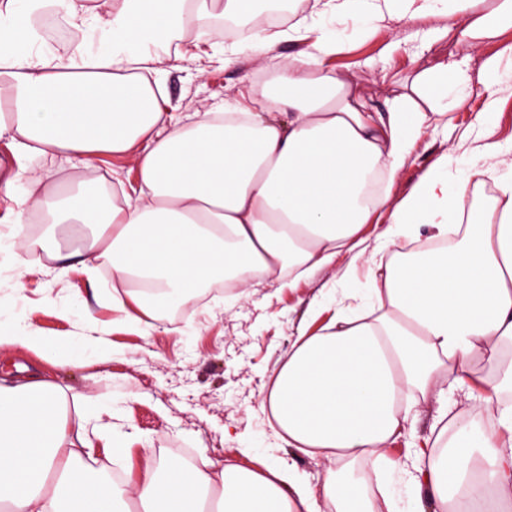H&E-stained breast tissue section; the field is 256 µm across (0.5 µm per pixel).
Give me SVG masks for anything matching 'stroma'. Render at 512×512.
<instances>
[{
    "instance_id": "obj_1",
    "label": "stroma",
    "mask_w": 512,
    "mask_h": 512,
    "mask_svg": "<svg viewBox=\"0 0 512 512\" xmlns=\"http://www.w3.org/2000/svg\"><path fill=\"white\" fill-rule=\"evenodd\" d=\"M289 13L313 15L316 35L342 45L324 65L380 101L407 92L415 68L466 60L471 90L464 107L454 112L451 127H429L415 136L387 187L390 204L444 155L450 158V184L466 180L478 146L494 150L497 177L512 178V81L485 93L481 68L484 58L512 42V28L470 52L453 37L425 41L412 26L322 12L316 0H299ZM311 45L308 39H279L271 53H243L231 67L222 51L192 33L178 45H159L158 78L167 109L184 117L220 112L228 104L248 108L249 86L266 81L274 61L310 51ZM176 50L186 59L175 68L168 56ZM21 167L48 173L55 189L76 178L107 187L118 181L130 195L138 187L131 157L101 154L89 168L76 169L51 158L15 159L10 139L0 138V170L14 173ZM16 208V198L0 192V330L18 326L48 339L70 337L72 361L54 367L26 349L4 347L0 375L19 365L44 372L67 393L71 428L109 425L110 433L93 441V462L130 483L141 477L149 457L254 471L290 463L308 485L321 483L324 460L282 446L261 403L300 330H316L335 317L338 292H345L355 309L372 303L365 275L336 278L351 264V252L293 282L275 274L239 293L226 292L225 282H218L210 300L192 301L180 315L157 320L120 309L128 294L114 287L105 263H97L91 276L79 266L59 276L36 243L18 250L8 221ZM450 407L463 415L471 411L459 393L420 404L413 434L398 438L386 453L387 491L401 512H432L415 484L412 446L429 437L435 418ZM115 445L125 448L124 456L107 455Z\"/></svg>"
}]
</instances>
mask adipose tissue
Here are the masks:
<instances>
[{"mask_svg": "<svg viewBox=\"0 0 512 512\" xmlns=\"http://www.w3.org/2000/svg\"><path fill=\"white\" fill-rule=\"evenodd\" d=\"M257 0H0V135L21 154L90 162L133 154L135 196L105 201L84 181L39 192L26 178L13 214L17 244L30 212L45 225V251L64 274L70 262L102 259L112 279L134 287V302L159 315L146 291L177 303L232 274L250 285L275 272L299 279L356 248L364 225L384 224L369 270L376 309L337 308L320 331L299 334L263 400L285 446L327 461L320 489L292 468L157 463L130 485L103 479L85 460L90 439L73 443L67 395L53 381L0 378V512H375L368 494L379 470L366 460L412 426L411 411L448 392L463 393L453 414L415 456L419 485L438 512H512V181L482 196L490 171L478 158L466 182L429 172L395 207L374 191L413 148L404 126L444 122L448 88L468 83L456 62L414 76L409 93L376 103L313 54L279 64L252 88L251 109L204 112L193 122L166 115L149 80L152 49L196 32L219 44L216 15L248 23ZM325 0L332 13L369 12L413 23L447 16L440 35L465 46L512 26V0ZM61 14L95 30L94 55L36 52L33 20ZM287 114V122L270 112ZM425 225L412 246L401 228Z\"/></svg>", "mask_w": 512, "mask_h": 512, "instance_id": "adipose-tissue-1", "label": "adipose tissue"}]
</instances>
